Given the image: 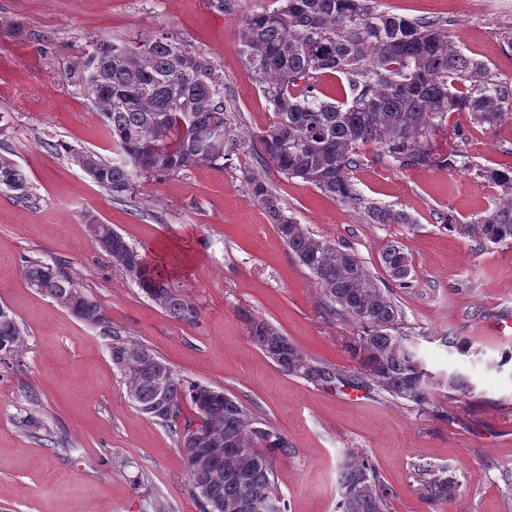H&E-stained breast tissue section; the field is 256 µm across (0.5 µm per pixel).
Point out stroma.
I'll list each match as a JSON object with an SVG mask.
<instances>
[{"mask_svg":"<svg viewBox=\"0 0 512 512\" xmlns=\"http://www.w3.org/2000/svg\"><path fill=\"white\" fill-rule=\"evenodd\" d=\"M378 9L428 17L466 55L512 84V0H376ZM276 0H0V154L30 183V197L0 192V304L25 338L0 363V512H197L183 460L169 429L130 403L113 366V332L152 349L181 376L237 397L285 433L295 452L276 465L287 512H337L345 455L368 457L388 492L389 512H512V335L491 330L512 313V243L478 246L444 228L484 215L498 193L480 174L512 166V118L473 123L452 112L429 145L460 151L469 168L401 169L380 145L362 146L357 191L401 210L408 224H371L353 205L289 178L266 161L257 137L274 120L262 83L236 46L237 24ZM160 32L189 40L224 74L228 127L241 146L213 167L142 179L135 197L117 201L70 158L65 142L110 156L98 113L66 72L77 69L100 36L136 41ZM258 177L285 214L316 237L351 248L377 286L392 289L405 331L433 372H457L473 386L437 390L420 411L388 394L316 387L283 372L252 346L241 311L279 328L307 356L353 369L344 344L349 322L328 317L309 270L289 253L266 210L253 201ZM112 225L148 262L165 264L173 287L198 306L200 319L175 321L114 267L91 237L86 215ZM403 245L413 268L400 286L381 255ZM55 265L104 306L109 323L90 328L53 299L29 288L26 260ZM42 429L29 427L28 415ZM447 471L458 494L431 508L416 471Z\"/></svg>","mask_w":512,"mask_h":512,"instance_id":"35a3bbf8","label":"stroma"}]
</instances>
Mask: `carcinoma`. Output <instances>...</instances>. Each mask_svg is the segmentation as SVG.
<instances>
[{
    "label": "carcinoma",
    "mask_w": 512,
    "mask_h": 512,
    "mask_svg": "<svg viewBox=\"0 0 512 512\" xmlns=\"http://www.w3.org/2000/svg\"><path fill=\"white\" fill-rule=\"evenodd\" d=\"M236 44L266 85L275 120L259 135L266 159L288 178H301L320 191L360 209L371 224H410L411 217L361 196L352 173L363 164L360 147L381 144L400 168L469 166L467 156L436 157L428 138L450 112H467L478 124L495 125L512 116V87L493 78L488 66L466 56L448 31L426 18L410 19L377 8L373 0H281L269 11L246 15ZM81 96L101 114L112 157L59 144L115 200L135 195L139 179L228 160L241 145L224 118V74L201 52L173 33L127 43L99 36L76 70ZM325 73L344 75L349 96L322 101L316 82ZM304 92H294L298 82ZM501 188L485 215L448 229L480 245L512 242V166L483 169ZM0 189L28 196L18 165L0 155ZM252 198L267 210L280 239L306 267L324 293L325 311L351 322L358 332L346 350L356 369L345 371L306 356L274 325L241 313L250 341L283 371L320 387L336 383L377 390L418 409L445 388L466 394L461 374L430 371L403 331L404 318L390 294L379 288L352 250L317 238L286 215L260 178L249 179ZM90 235L147 298L171 318L194 325L199 309L171 287L162 272L94 216ZM382 261L391 277L406 282L412 262L404 248L390 245ZM27 285L48 296L84 325L108 322L105 309L55 266L27 260ZM25 340L8 308L0 311V361L19 352ZM111 359L122 375L131 404L169 425L185 464L186 490L197 512H286L276 481L278 460L294 453L288 437L238 398L181 377L151 349L115 332ZM163 392L168 404L156 402ZM190 402L194 416L184 418ZM199 423L213 453L195 471L194 449L184 429ZM422 500L431 507L454 497L458 483L429 467L417 468ZM386 492L364 456H348L340 474L339 512H387Z\"/></svg>",
    "instance_id": "cac0c4a2"
}]
</instances>
